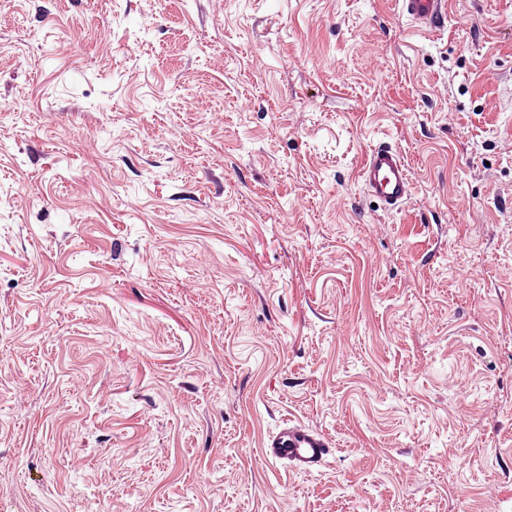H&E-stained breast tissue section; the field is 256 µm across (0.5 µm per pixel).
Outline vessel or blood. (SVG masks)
<instances>
[{
	"label": "vessel or blood",
	"instance_id": "obj_1",
	"mask_svg": "<svg viewBox=\"0 0 512 512\" xmlns=\"http://www.w3.org/2000/svg\"><path fill=\"white\" fill-rule=\"evenodd\" d=\"M400 11L418 30L440 24L448 14V0H398ZM365 193L384 209L396 210L414 196L411 170L401 153L390 144L372 146L361 169ZM333 441L324 433L288 420L265 443L268 458L302 472L318 469L332 453Z\"/></svg>",
	"mask_w": 512,
	"mask_h": 512
}]
</instances>
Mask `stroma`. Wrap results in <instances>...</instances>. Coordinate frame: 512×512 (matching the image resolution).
Masks as SVG:
<instances>
[{"instance_id":"obj_1","label":"stroma","mask_w":512,"mask_h":512,"mask_svg":"<svg viewBox=\"0 0 512 512\" xmlns=\"http://www.w3.org/2000/svg\"><path fill=\"white\" fill-rule=\"evenodd\" d=\"M0 355V512H512V0H0ZM400 12L420 31L440 24L448 15L447 0H399ZM360 177L365 193L386 210H396L414 199L412 172L390 144L379 143L370 148ZM333 441L324 433L286 420L265 443L266 456L283 461L296 471L310 473L332 455Z\"/></svg>"}]
</instances>
